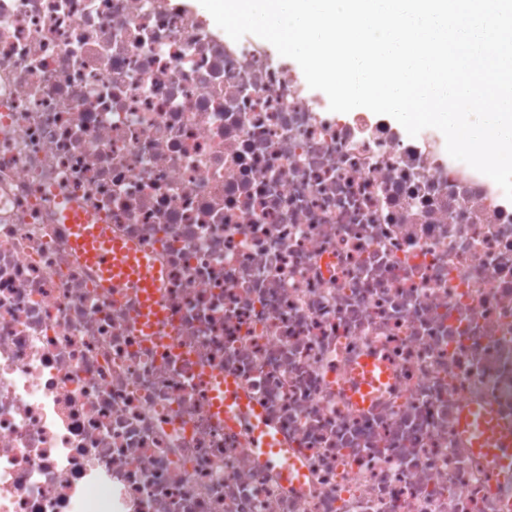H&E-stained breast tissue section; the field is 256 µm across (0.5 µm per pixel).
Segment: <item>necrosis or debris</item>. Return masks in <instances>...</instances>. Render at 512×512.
Wrapping results in <instances>:
<instances>
[{"instance_id": "obj_1", "label": "necrosis or debris", "mask_w": 512, "mask_h": 512, "mask_svg": "<svg viewBox=\"0 0 512 512\" xmlns=\"http://www.w3.org/2000/svg\"><path fill=\"white\" fill-rule=\"evenodd\" d=\"M69 206L158 268L152 335ZM475 410L512 424V201L438 130L189 0H0V512H512Z\"/></svg>"}]
</instances>
